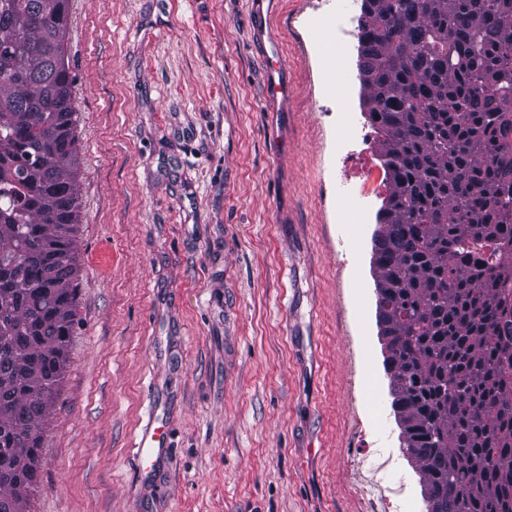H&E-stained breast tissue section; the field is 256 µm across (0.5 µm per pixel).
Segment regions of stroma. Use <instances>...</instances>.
Segmentation results:
<instances>
[{"label": "stroma", "mask_w": 512, "mask_h": 512, "mask_svg": "<svg viewBox=\"0 0 512 512\" xmlns=\"http://www.w3.org/2000/svg\"><path fill=\"white\" fill-rule=\"evenodd\" d=\"M319 2L277 0L294 93L272 102L251 0H68L77 322L31 512H426L376 317L388 179L336 109L344 80L368 122ZM146 411V424L139 431L132 447L136 449L135 455L141 470L151 472L164 462V448L168 445L165 434L160 431L161 427L156 426L158 418L155 400H149Z\"/></svg>", "instance_id": "stroma-1"}]
</instances>
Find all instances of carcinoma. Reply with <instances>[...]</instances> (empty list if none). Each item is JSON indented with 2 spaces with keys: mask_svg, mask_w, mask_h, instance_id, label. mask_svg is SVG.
<instances>
[{
  "mask_svg": "<svg viewBox=\"0 0 512 512\" xmlns=\"http://www.w3.org/2000/svg\"><path fill=\"white\" fill-rule=\"evenodd\" d=\"M67 0H0V512H30L77 318ZM374 279L433 512H512V0H362Z\"/></svg>",
  "mask_w": 512,
  "mask_h": 512,
  "instance_id": "carcinoma-1",
  "label": "carcinoma"
}]
</instances>
